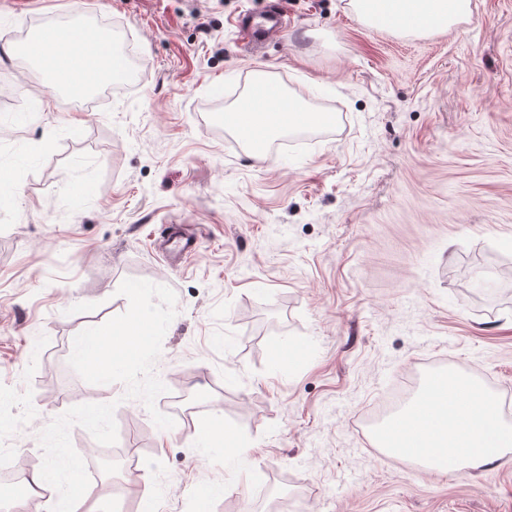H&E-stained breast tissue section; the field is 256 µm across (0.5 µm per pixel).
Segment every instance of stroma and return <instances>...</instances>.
Returning a JSON list of instances; mask_svg holds the SVG:
<instances>
[{"label":"stroma","instance_id":"stroma-1","mask_svg":"<svg viewBox=\"0 0 512 512\" xmlns=\"http://www.w3.org/2000/svg\"><path fill=\"white\" fill-rule=\"evenodd\" d=\"M269 2L0 0V483L95 402L118 440L72 427L92 482L77 512H142L147 494L155 512H512V455L428 473L362 442L368 413L434 370L512 400V0L425 36L283 0L287 30L256 52L234 21ZM80 15L128 33L138 63L89 110L4 52ZM260 71L332 123L255 158L215 117ZM168 230L199 239L177 267ZM479 275L500 295L475 298ZM127 278L177 295L154 366L157 409L188 413L169 430L68 364L79 332L127 310ZM204 417L241 448L203 447Z\"/></svg>","mask_w":512,"mask_h":512}]
</instances>
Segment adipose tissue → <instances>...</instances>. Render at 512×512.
I'll list each match as a JSON object with an SVG mask.
<instances>
[{
    "label": "adipose tissue",
    "instance_id": "1",
    "mask_svg": "<svg viewBox=\"0 0 512 512\" xmlns=\"http://www.w3.org/2000/svg\"><path fill=\"white\" fill-rule=\"evenodd\" d=\"M349 7L366 27L403 36L449 31L472 14L471 0H349ZM113 55L111 42L77 38L68 27L53 26L40 30L14 57L45 66L53 85L83 93L122 71L116 62L98 67V60ZM236 109L258 117L256 132L262 136L324 120L322 113L302 109L288 96L273 103L251 92ZM380 443L393 453L416 449V461L430 472L463 470L498 462L511 451L512 425L503 420L493 396L465 385L453 401L421 394L384 427Z\"/></svg>",
    "mask_w": 512,
    "mask_h": 512
}]
</instances>
